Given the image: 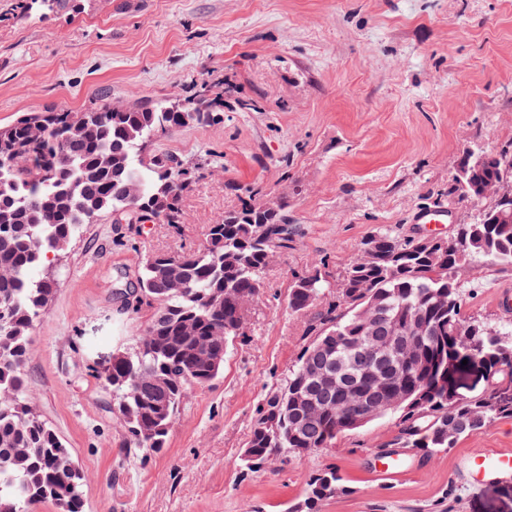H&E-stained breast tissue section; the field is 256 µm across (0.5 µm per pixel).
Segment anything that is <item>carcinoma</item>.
Segmentation results:
<instances>
[{
  "label": "carcinoma",
  "mask_w": 512,
  "mask_h": 512,
  "mask_svg": "<svg viewBox=\"0 0 512 512\" xmlns=\"http://www.w3.org/2000/svg\"><path fill=\"white\" fill-rule=\"evenodd\" d=\"M191 99L135 102L81 112H28L0 128V504L34 512H85L82 477L58 434L28 402L24 374L29 336L55 292L44 271L83 224L118 211L136 224L179 228L183 196L204 176L170 152H147L158 134L216 121L224 93ZM512 197V149L460 160L448 197L491 199L488 224H465L448 248L423 239L379 232L338 276L336 299L308 324L312 340L282 386L256 409L242 455L255 471L273 456L302 458L331 448L360 429L357 409L394 393L401 397L400 438L425 454L443 451L488 423L512 417V329L467 320L456 286L461 267L479 259L512 266V201L475 197L470 182ZM284 206L251 200L208 227L205 244L142 262L136 287L153 309L145 335L119 349L99 374L112 391V414L128 441L145 453L166 445L187 391L215 380L229 343L243 335L247 305L264 285L274 249L288 247ZM326 263L294 277L288 307L305 313L327 288ZM413 341L416 363L398 381L378 385L373 373L392 375ZM474 358L490 374L479 396L460 400L448 371ZM425 412L427 416L418 417ZM348 492L338 471L311 477L291 512H319L322 502Z\"/></svg>",
  "instance_id": "1"
}]
</instances>
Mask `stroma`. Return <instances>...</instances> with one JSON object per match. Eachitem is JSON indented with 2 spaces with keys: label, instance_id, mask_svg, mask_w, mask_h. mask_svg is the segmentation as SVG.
Masks as SVG:
<instances>
[{
  "label": "stroma",
  "instance_id": "obj_1",
  "mask_svg": "<svg viewBox=\"0 0 512 512\" xmlns=\"http://www.w3.org/2000/svg\"><path fill=\"white\" fill-rule=\"evenodd\" d=\"M24 3L0 0V126L22 112L191 99L205 83L224 93L220 120L149 145L205 169L181 230L107 218L51 267L57 291L24 370L82 470L86 512H288L328 467L350 491L322 512H512V496L463 464L512 450V418L430 457L403 450L413 473L389 482L376 468L378 449L400 448L390 414L307 457L255 473L240 463L257 406L308 341L309 314L288 307L293 277L326 262L331 298L369 235L414 236L434 205L453 215L431 233L478 219L482 205L449 198L448 183L468 152L512 146V0H70L48 15ZM233 183L284 203L295 235L276 250L221 375L190 390L165 449L146 458L128 448L97 373L144 334L151 311L119 313L113 291L148 255L201 247L208 225L239 206ZM458 278L468 320L512 327V266L481 261Z\"/></svg>",
  "mask_w": 512,
  "mask_h": 512
}]
</instances>
